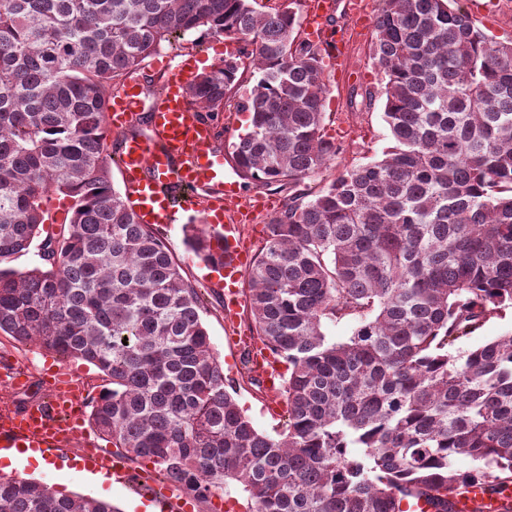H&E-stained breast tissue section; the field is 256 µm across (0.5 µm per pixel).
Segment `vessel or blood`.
Segmentation results:
<instances>
[{"mask_svg":"<svg viewBox=\"0 0 512 512\" xmlns=\"http://www.w3.org/2000/svg\"><path fill=\"white\" fill-rule=\"evenodd\" d=\"M335 9L333 0H307L305 33L320 43L330 65H338L347 28L327 33L326 20ZM197 72L194 59L170 69L164 92L157 97L149 112V133L124 136L119 151L120 169L126 191L137 220L161 227L188 215L195 205L192 200L178 199L175 188H196L223 179L224 162L214 149L212 127L202 121L185 89ZM142 90L137 82H129L121 95L113 99L105 114L113 128L132 123L142 108ZM240 191L229 185L216 193L203 208V221L224 225V296L227 316H234L237 301L236 284L251 262L239 238V226L245 223L249 206H236ZM50 400L33 401L23 409L0 412V447L21 451H46L67 446L80 431L84 419L86 388L64 374L51 379ZM85 467L111 474L116 482H124V469L119 460L104 453L83 456Z\"/></svg>","mask_w":512,"mask_h":512,"instance_id":"1","label":"vessel or blood"}]
</instances>
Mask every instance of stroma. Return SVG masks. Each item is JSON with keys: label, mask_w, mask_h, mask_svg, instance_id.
<instances>
[{"label": "stroma", "mask_w": 512, "mask_h": 512, "mask_svg": "<svg viewBox=\"0 0 512 512\" xmlns=\"http://www.w3.org/2000/svg\"><path fill=\"white\" fill-rule=\"evenodd\" d=\"M480 29L492 41H512V0H460ZM374 30L350 34L347 40L341 66L327 71L329 93L326 98L323 133L326 138L342 144L343 152L326 171L318 175L321 183H329L343 166L368 162L381 155L389 144V133L382 119L383 101L373 100L371 105L353 103L349 100L351 89L380 90L385 83L384 75L371 57L370 46ZM235 41L221 37L205 38L197 47L173 48L162 45L158 55L146 59L136 72L139 79L152 78L164 83L165 74L160 68L162 58H169L172 64H180L188 57L214 65L224 59L227 53L235 51ZM167 244L182 264L184 278L197 287L207 289V309L202 315L211 345L224 364L225 377L238 381L236 400L247 411L255 426L268 434L279 431L284 416L270 415L264 407L260 388L242 381L243 372L241 349L232 341L233 336L249 335V321L245 308H238L235 325H227L224 316V273L208 267L203 260L190 251L186 242L183 223H176L165 230ZM15 361L28 374L32 384L28 391L0 392V404L14 407L23 406L28 400L45 397L43 375L49 365H62L67 371L78 374L89 386L91 396L110 386L108 378L94 365L75 358L59 359L33 343L21 344L0 334V361ZM20 477L32 479L52 486L64 493H79L97 496V488L90 483L82 470L72 467L66 470L48 467L39 471L24 467Z\"/></svg>", "instance_id": "obj_1"}]
</instances>
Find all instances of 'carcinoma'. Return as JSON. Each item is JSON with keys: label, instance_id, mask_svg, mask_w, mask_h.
Wrapping results in <instances>:
<instances>
[{"label": "carcinoma", "instance_id": "obj_1", "mask_svg": "<svg viewBox=\"0 0 512 512\" xmlns=\"http://www.w3.org/2000/svg\"><path fill=\"white\" fill-rule=\"evenodd\" d=\"M255 4L0 0V333L108 375L91 425L198 501L234 482L248 512H455L481 485L512 512V334L452 351L512 307V43H490L459 0H380L370 51L392 146L303 189L343 152L322 134L324 55L299 35L298 0ZM192 36L238 43L187 93L207 118L250 114L232 153L244 187L289 191L243 291L288 366L274 436L230 392L204 293L137 222L105 153L125 80ZM51 191L73 205L45 267H1L33 245ZM188 245L217 264L207 235ZM343 320L352 334L331 340ZM0 512L118 510L0 476Z\"/></svg>", "mask_w": 512, "mask_h": 512}]
</instances>
